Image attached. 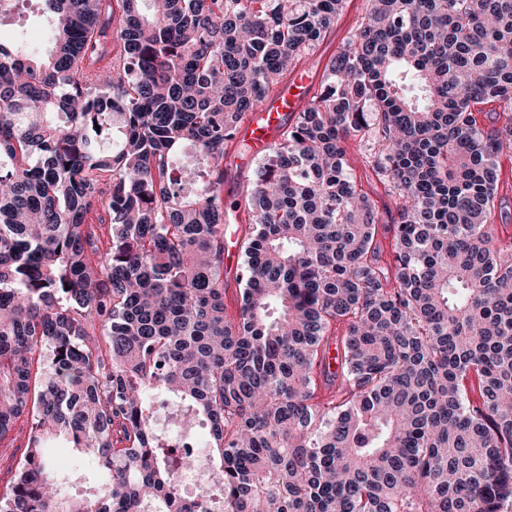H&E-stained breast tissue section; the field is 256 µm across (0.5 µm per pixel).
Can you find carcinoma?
Masks as SVG:
<instances>
[{
  "instance_id": "1",
  "label": "carcinoma",
  "mask_w": 512,
  "mask_h": 512,
  "mask_svg": "<svg viewBox=\"0 0 512 512\" xmlns=\"http://www.w3.org/2000/svg\"><path fill=\"white\" fill-rule=\"evenodd\" d=\"M44 2L48 58L0 42V440L32 419L0 512H208L169 447L201 424L224 512H512V0H367L228 201L238 124L345 0ZM55 440L100 471L83 499ZM500 165L499 199L501 198L502 221L497 213L495 222L502 240H506L512 238V148L503 152Z\"/></svg>"
}]
</instances>
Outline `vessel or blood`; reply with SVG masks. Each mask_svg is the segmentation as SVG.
Here are the masks:
<instances>
[{
  "instance_id": "vessel-or-blood-1",
  "label": "vessel or blood",
  "mask_w": 512,
  "mask_h": 512,
  "mask_svg": "<svg viewBox=\"0 0 512 512\" xmlns=\"http://www.w3.org/2000/svg\"><path fill=\"white\" fill-rule=\"evenodd\" d=\"M312 93L305 77L283 83L265 101L262 110L247 114L240 122L237 136L248 143L254 153L266 152L280 137L293 113L299 112Z\"/></svg>"
}]
</instances>
